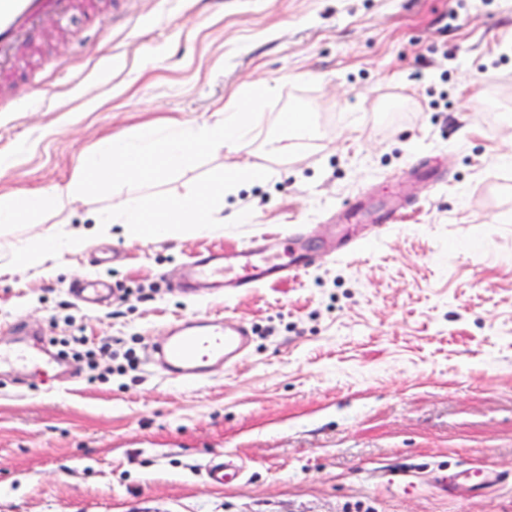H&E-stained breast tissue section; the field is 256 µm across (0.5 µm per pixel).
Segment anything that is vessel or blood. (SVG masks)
<instances>
[{
    "mask_svg": "<svg viewBox=\"0 0 512 512\" xmlns=\"http://www.w3.org/2000/svg\"><path fill=\"white\" fill-rule=\"evenodd\" d=\"M73 0H0V66L8 64L18 46L36 24L65 17ZM290 252L282 261V252ZM310 256L302 250H289L287 242L264 236L252 238L230 252L209 250L195 253L183 269L182 292L194 295L199 288L232 285L248 293L259 285L305 274ZM112 291L109 283L90 278L73 285L72 294L87 304L106 300ZM247 326L231 314L191 316L172 323L164 338L152 344L151 364L165 378L188 385L203 383L223 372L248 346ZM64 360L50 351L28 344L0 348V368L29 366L49 372L62 367ZM207 483L213 487L235 484L241 465L218 457L204 465Z\"/></svg>",
    "mask_w": 512,
    "mask_h": 512,
    "instance_id": "b4317fda",
    "label": "vessel or blood"
}]
</instances>
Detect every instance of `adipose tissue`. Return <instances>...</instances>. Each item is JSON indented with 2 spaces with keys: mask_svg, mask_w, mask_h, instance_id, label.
Here are the masks:
<instances>
[{
  "mask_svg": "<svg viewBox=\"0 0 512 512\" xmlns=\"http://www.w3.org/2000/svg\"><path fill=\"white\" fill-rule=\"evenodd\" d=\"M223 209L224 190L217 186L179 199L172 207L174 217L170 220L156 218L152 209L145 207L141 199L131 197L121 208L113 210L111 217H97L94 232L107 235L111 233L113 225L120 224L130 234L170 236L189 228L219 223Z\"/></svg>",
  "mask_w": 512,
  "mask_h": 512,
  "instance_id": "1",
  "label": "adipose tissue"
}]
</instances>
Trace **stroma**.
<instances>
[{"label": "stroma", "mask_w": 512, "mask_h": 512, "mask_svg": "<svg viewBox=\"0 0 512 512\" xmlns=\"http://www.w3.org/2000/svg\"><path fill=\"white\" fill-rule=\"evenodd\" d=\"M0 70V194L67 185L106 139L214 121L276 88L249 152L220 149L139 190L149 207L219 184L224 221L156 240L97 216L128 196L61 200L0 231V344L111 338L101 378L12 368L0 386V512H512V0H78ZM288 139L291 156L272 152ZM430 164L403 221L329 258V215ZM303 228L297 278L193 301L170 288L199 251ZM88 230L77 250L46 235ZM128 299L89 309L71 282ZM229 312L248 353L181 386L147 351L168 325ZM244 466L214 488L215 454ZM499 475L479 491L458 471Z\"/></svg>", "instance_id": "1"}]
</instances>
